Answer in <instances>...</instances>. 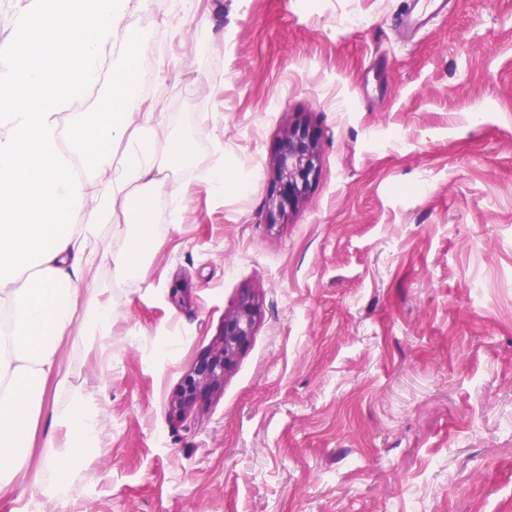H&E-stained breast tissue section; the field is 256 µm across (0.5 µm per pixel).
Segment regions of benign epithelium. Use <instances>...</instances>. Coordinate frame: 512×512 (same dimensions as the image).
<instances>
[{"instance_id": "benign-epithelium-1", "label": "benign epithelium", "mask_w": 512, "mask_h": 512, "mask_svg": "<svg viewBox=\"0 0 512 512\" xmlns=\"http://www.w3.org/2000/svg\"><path fill=\"white\" fill-rule=\"evenodd\" d=\"M320 168L318 138L305 126H293L285 132L281 151L276 157V179L283 186L270 199L271 214L283 216L286 209L302 200ZM258 308L253 296H243L238 305L224 314V325L212 349L201 356L184 380L172 402L178 416L188 412L204 391L215 390L224 382L225 373L235 364L241 351L254 335Z\"/></svg>"}]
</instances>
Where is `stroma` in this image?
<instances>
[{
	"label": "stroma",
	"instance_id": "obj_1",
	"mask_svg": "<svg viewBox=\"0 0 512 512\" xmlns=\"http://www.w3.org/2000/svg\"><path fill=\"white\" fill-rule=\"evenodd\" d=\"M407 3L131 0L124 32L173 47L143 106L192 152L154 187L142 272L82 283L70 388L47 387L0 512H512V0L414 32ZM298 124L320 173L273 224ZM247 294L249 344L175 420ZM76 394L99 451L57 492L42 443Z\"/></svg>",
	"mask_w": 512,
	"mask_h": 512
}]
</instances>
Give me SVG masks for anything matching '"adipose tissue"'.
Instances as JSON below:
<instances>
[{
  "mask_svg": "<svg viewBox=\"0 0 512 512\" xmlns=\"http://www.w3.org/2000/svg\"><path fill=\"white\" fill-rule=\"evenodd\" d=\"M15 37L0 46V317L9 330L0 339V496L26 466L37 428L34 408L48 382L69 386L57 352L73 330L81 285L94 267L112 262L134 275L156 247L147 232L158 177L183 165L187 145L171 144L157 157L162 124L140 109L134 84L151 69L149 51L121 31L129 0H17ZM125 66L114 72L107 108L87 120L71 104L97 86L115 54ZM70 135L71 152L60 146ZM127 141L112 165L90 224L75 228L70 215L84 188L73 157L99 165L105 142ZM136 232L111 228L117 245L100 251L98 241L115 212ZM66 432L48 460L59 477L97 435L94 419L78 404L58 410Z\"/></svg>",
  "mask_w": 512,
  "mask_h": 512,
  "instance_id": "ef3b65f1",
  "label": "adipose tissue"
}]
</instances>
